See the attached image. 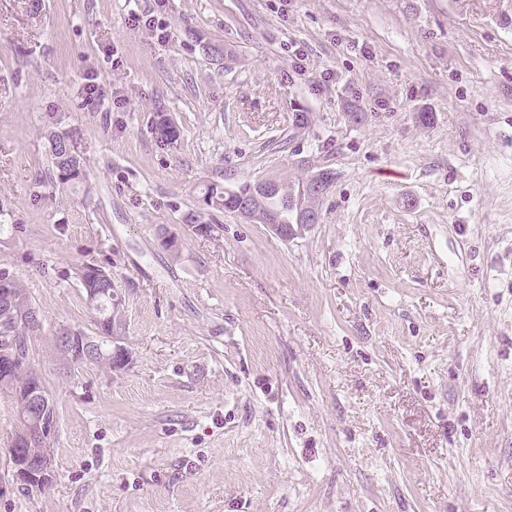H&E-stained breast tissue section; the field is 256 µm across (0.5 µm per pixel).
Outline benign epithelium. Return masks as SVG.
I'll return each mask as SVG.
<instances>
[{
    "label": "benign epithelium",
    "mask_w": 512,
    "mask_h": 512,
    "mask_svg": "<svg viewBox=\"0 0 512 512\" xmlns=\"http://www.w3.org/2000/svg\"><path fill=\"white\" fill-rule=\"evenodd\" d=\"M306 202L300 206L296 223L274 224L262 216L263 199L258 195L243 199L239 214L252 221H259L274 235L288 239L300 234L305 229L318 223L319 212L311 200L325 192L324 183L311 179L303 189ZM7 310L13 317L14 328L11 332L0 336V383L11 381L13 367L20 363L27 344L30 327L40 323L36 308L31 305L19 304V301L7 288V283L0 284V307ZM60 341L65 348L67 361L70 363L86 362L96 352L99 344L94 337L81 331H66L61 334ZM112 341V368L126 367L131 360V352L122 344L120 337L114 335ZM25 406H36L55 417L53 401L42 385H30L24 394ZM19 430L24 433L26 447L16 448L9 457L14 480L30 491L39 490L46 484V477L53 471V453L51 440L56 424L47 425L40 422L36 425L28 421L27 416L20 415Z\"/></svg>",
    "instance_id": "obj_1"
}]
</instances>
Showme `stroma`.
Wrapping results in <instances>:
<instances>
[{"label": "stroma", "instance_id": "stroma-1", "mask_svg": "<svg viewBox=\"0 0 512 512\" xmlns=\"http://www.w3.org/2000/svg\"><path fill=\"white\" fill-rule=\"evenodd\" d=\"M321 169L288 240L207 193ZM86 262L125 368L56 357ZM0 268L58 415L26 492L0 390V512H512V0H0Z\"/></svg>", "mask_w": 512, "mask_h": 512}]
</instances>
